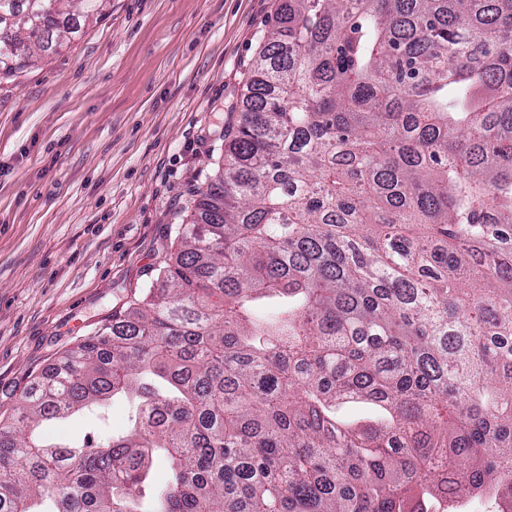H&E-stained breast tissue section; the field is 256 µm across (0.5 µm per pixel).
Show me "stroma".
<instances>
[{
  "label": "stroma",
  "instance_id": "1",
  "mask_svg": "<svg viewBox=\"0 0 512 512\" xmlns=\"http://www.w3.org/2000/svg\"><path fill=\"white\" fill-rule=\"evenodd\" d=\"M281 0H109L104 16L0 80V419L149 284L224 152ZM48 422L56 438L126 431Z\"/></svg>",
  "mask_w": 512,
  "mask_h": 512
}]
</instances>
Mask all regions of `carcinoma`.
<instances>
[{"mask_svg": "<svg viewBox=\"0 0 512 512\" xmlns=\"http://www.w3.org/2000/svg\"><path fill=\"white\" fill-rule=\"evenodd\" d=\"M106 2L0 0V77ZM179 239L0 422V512L512 503V0H282ZM109 416L105 422L98 420L91 413H79L63 421H50L44 428L46 434L54 438H79L90 433L99 441L110 435H117L126 431L129 419L133 414V407L125 401H115L109 406Z\"/></svg>", "mask_w": 512, "mask_h": 512, "instance_id": "obj_1", "label": "carcinoma"}]
</instances>
